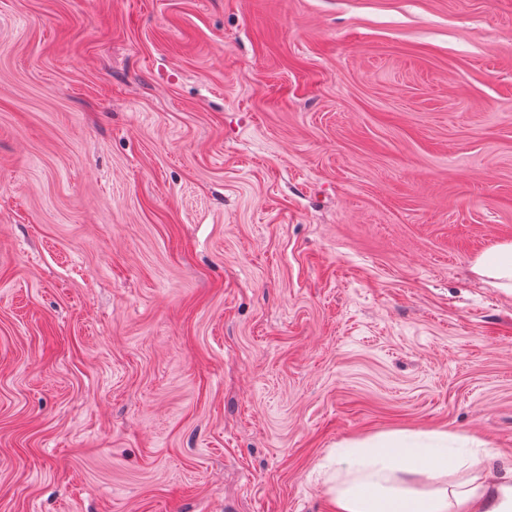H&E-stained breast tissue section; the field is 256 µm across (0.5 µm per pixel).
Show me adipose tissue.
Listing matches in <instances>:
<instances>
[{"mask_svg":"<svg viewBox=\"0 0 512 512\" xmlns=\"http://www.w3.org/2000/svg\"><path fill=\"white\" fill-rule=\"evenodd\" d=\"M472 270L511 294L512 241L478 256ZM469 442L405 430L347 442L336 455V512H512V476L492 474Z\"/></svg>","mask_w":512,"mask_h":512,"instance_id":"1","label":"adipose tissue"}]
</instances>
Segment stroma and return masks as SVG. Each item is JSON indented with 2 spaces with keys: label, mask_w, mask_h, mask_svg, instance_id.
<instances>
[{
  "label": "stroma",
  "mask_w": 512,
  "mask_h": 512,
  "mask_svg": "<svg viewBox=\"0 0 512 512\" xmlns=\"http://www.w3.org/2000/svg\"><path fill=\"white\" fill-rule=\"evenodd\" d=\"M512 0H0V512H334L336 445L512 468ZM473 272L497 288L512 293V241L497 244L489 253L478 256Z\"/></svg>",
  "instance_id": "35a3bbf8"
}]
</instances>
